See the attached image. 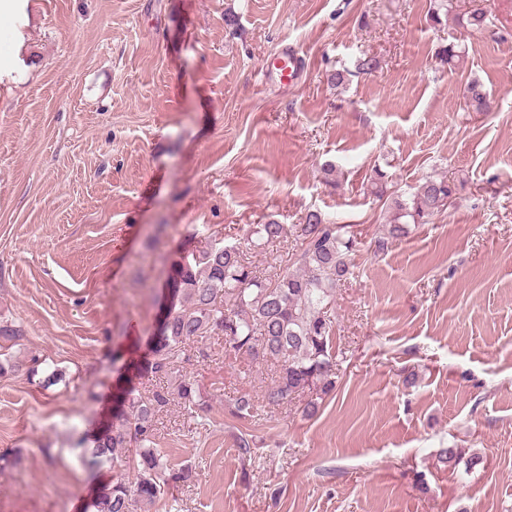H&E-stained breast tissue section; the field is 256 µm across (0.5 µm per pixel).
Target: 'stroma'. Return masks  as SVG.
I'll use <instances>...</instances> for the list:
<instances>
[{
    "mask_svg": "<svg viewBox=\"0 0 512 512\" xmlns=\"http://www.w3.org/2000/svg\"><path fill=\"white\" fill-rule=\"evenodd\" d=\"M0 46V319L14 360L50 387L0 376V512H87L76 443L113 419L118 389L171 390L155 448L194 478L151 512H512V0L496 33L430 18V0H23ZM456 40L461 70L440 61ZM295 48L294 84L262 63ZM375 57L342 87L327 76ZM494 96L465 105L468 80ZM335 164L341 188L325 182ZM397 193L463 179L444 212L387 241L373 168ZM311 210L351 225V275L332 300L336 388L269 406L272 363L228 360L209 336L165 378L141 372L160 309L156 256L239 239L261 275L294 268ZM286 233L256 249L253 225ZM136 369L112 372L113 336ZM194 378L209 410L175 396ZM251 399L254 417L229 406ZM248 434L250 457L237 438ZM477 457L451 469L442 448Z\"/></svg>",
    "mask_w": 512,
    "mask_h": 512,
    "instance_id": "obj_1",
    "label": "stroma"
}]
</instances>
